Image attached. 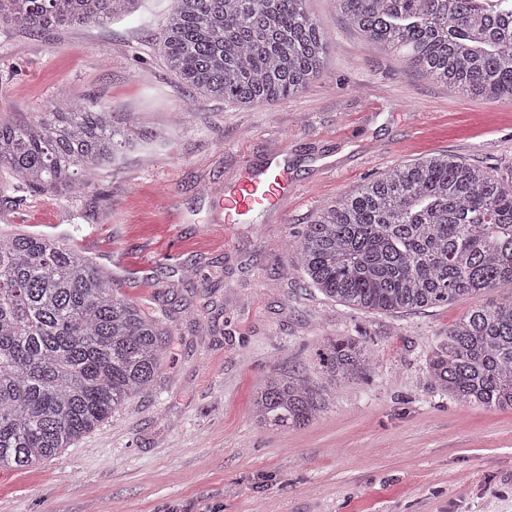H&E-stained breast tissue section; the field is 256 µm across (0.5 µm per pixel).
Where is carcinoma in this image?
I'll use <instances>...</instances> for the list:
<instances>
[{
	"mask_svg": "<svg viewBox=\"0 0 512 512\" xmlns=\"http://www.w3.org/2000/svg\"><path fill=\"white\" fill-rule=\"evenodd\" d=\"M140 0H0V25L40 33L103 25ZM306 0H173L160 36L167 66L204 98L248 108L287 100L322 71L330 41ZM366 40L476 97L512 101V0H337ZM93 100L59 94L34 119L0 120V169L67 196L114 168L143 135ZM306 281L362 311L402 313L512 285V179L438 154L399 164L337 197L288 243ZM167 334L63 240L0 231V471L71 447L151 390ZM365 340L322 354L334 378L363 380ZM433 389L512 409V294L448 327L427 359ZM258 425L306 426L327 397L301 371H273L251 398Z\"/></svg>",
	"mask_w": 512,
	"mask_h": 512,
	"instance_id": "obj_1",
	"label": "carcinoma"
}]
</instances>
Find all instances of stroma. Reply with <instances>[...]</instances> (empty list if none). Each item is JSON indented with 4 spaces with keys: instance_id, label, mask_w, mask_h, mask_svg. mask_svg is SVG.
<instances>
[{
    "instance_id": "obj_1",
    "label": "stroma",
    "mask_w": 512,
    "mask_h": 512,
    "mask_svg": "<svg viewBox=\"0 0 512 512\" xmlns=\"http://www.w3.org/2000/svg\"><path fill=\"white\" fill-rule=\"evenodd\" d=\"M306 5L331 42L322 73L251 108L180 85L160 47L171 0H140L105 25L0 27V117L31 119L64 91L170 135L67 198L0 175V229L63 238L170 333L153 392L55 457L0 471V512H512V409L433 391L425 361L452 323L512 285L364 313L308 287L285 249L328 202L400 163L448 153L512 175V101L409 70L336 0ZM273 160L295 195L225 223V186ZM331 336L369 340V379L327 378ZM274 368L326 390L320 418L257 425L251 392Z\"/></svg>"
}]
</instances>
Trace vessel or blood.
Returning <instances> with one entry per match:
<instances>
[{"mask_svg":"<svg viewBox=\"0 0 512 512\" xmlns=\"http://www.w3.org/2000/svg\"><path fill=\"white\" fill-rule=\"evenodd\" d=\"M291 193L278 170L246 174L224 194V221L235 224L252 211L280 208Z\"/></svg>","mask_w":512,"mask_h":512,"instance_id":"b4317fda","label":"vessel or blood"}]
</instances>
